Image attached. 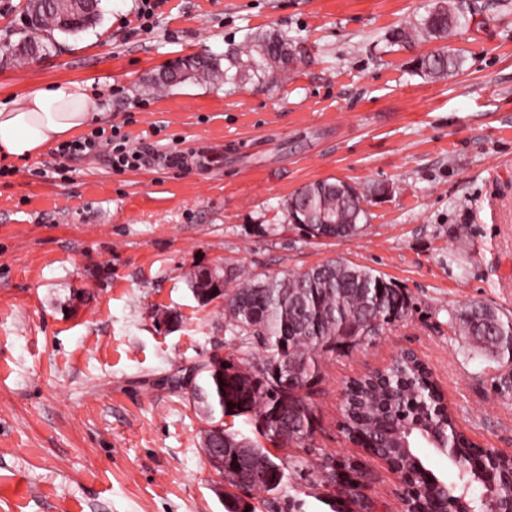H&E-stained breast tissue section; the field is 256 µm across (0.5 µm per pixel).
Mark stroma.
I'll return each mask as SVG.
<instances>
[{"label":"stroma","mask_w":512,"mask_h":512,"mask_svg":"<svg viewBox=\"0 0 512 512\" xmlns=\"http://www.w3.org/2000/svg\"><path fill=\"white\" fill-rule=\"evenodd\" d=\"M431 0H164L149 29L141 0H102L78 33L51 31L34 61L7 48L26 0H0V102L89 85L92 127L124 124L134 146L185 165L115 170L108 154L54 147L0 176V512H224L201 446L204 421L168 378L234 346L224 302L189 276L221 265L278 274L342 259L404 291L406 319L330 354L307 447L272 448L290 471L279 512H335L322 467L361 471V507L400 512L397 477L340 427L352 377L413 351L457 426L512 450L502 370L450 318L481 302L512 318V0H466L446 43L463 63L427 80L412 62ZM276 29L299 55L274 82L146 80L188 56L243 48ZM134 123L125 124L126 115ZM335 178L367 197L354 236L307 238L283 204Z\"/></svg>","instance_id":"obj_1"}]
</instances>
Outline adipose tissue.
<instances>
[{"label":"adipose tissue","instance_id":"obj_1","mask_svg":"<svg viewBox=\"0 0 512 512\" xmlns=\"http://www.w3.org/2000/svg\"><path fill=\"white\" fill-rule=\"evenodd\" d=\"M91 102L83 84L70 82L32 89L0 103V154L17 160L86 126Z\"/></svg>","mask_w":512,"mask_h":512}]
</instances>
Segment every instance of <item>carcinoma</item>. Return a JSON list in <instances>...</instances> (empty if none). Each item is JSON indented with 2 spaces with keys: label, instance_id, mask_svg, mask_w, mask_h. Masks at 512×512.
<instances>
[{
  "label": "carcinoma",
  "instance_id": "1",
  "mask_svg": "<svg viewBox=\"0 0 512 512\" xmlns=\"http://www.w3.org/2000/svg\"><path fill=\"white\" fill-rule=\"evenodd\" d=\"M462 11L449 0H432L419 22V32L431 40H445L450 30L461 23ZM27 35L21 43L35 40V45L11 54L28 59L45 50L41 33H73L83 29L86 21L79 11L65 13L55 0H28ZM250 56L240 63L235 51L224 60L189 57L160 71L151 87H171L181 83L186 72L213 82L226 80L229 72L241 80L260 74L271 81L296 59V46L274 31L248 36ZM461 56L447 46L416 60L415 71L428 78L453 75ZM364 195L341 180L324 179L297 189L285 203L288 221L296 224L310 238H345L355 235L366 220ZM234 287H228V284ZM208 288L210 302L222 298L226 332L230 342L244 350L243 356L210 357L191 370L194 381L193 400L205 423L219 427L213 440V454L222 448H244L242 469L256 473L260 479L252 489L275 494L287 475L268 449L225 427L224 417L247 416L258 422L259 433L269 441L308 445L314 432V417L309 403L312 389L321 379L324 360L336 351V341L343 336H358L363 323L374 318L390 326L404 319L409 311L407 295L373 270L342 260L279 275L243 274L232 270L227 278ZM486 305L472 303L452 316L454 331L461 336H478L490 343L491 357L512 360V319L493 313L485 324L474 321V313ZM444 396L430 382L427 366L414 356L395 358L391 363L350 380L343 392L342 429L353 441L366 443L379 456L398 466L412 465L415 443L423 440L441 450L439 438H456L454 465L462 475V485L438 484L421 497L420 507L429 509L433 501L447 497H464L475 512H492L496 502L512 499V482L505 475L512 471V458L504 456L496 473L479 481L478 465L472 454L474 442L461 432H453L452 414L434 413ZM285 411L284 420L276 425L266 421L275 409ZM328 484L353 502L358 481L348 471L322 466ZM480 482L481 494L465 493V484Z\"/></svg>",
  "mask_w": 512,
  "mask_h": 512
}]
</instances>
